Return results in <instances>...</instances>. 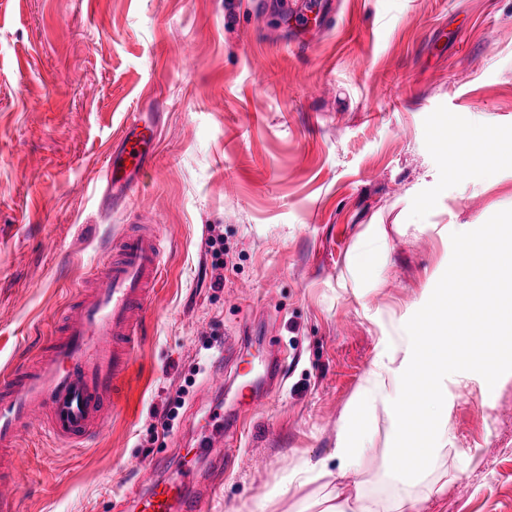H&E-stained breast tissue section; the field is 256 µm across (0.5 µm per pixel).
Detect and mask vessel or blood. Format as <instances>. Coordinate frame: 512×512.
I'll list each match as a JSON object with an SVG mask.
<instances>
[{
  "label": "vessel or blood",
  "instance_id": "obj_1",
  "mask_svg": "<svg viewBox=\"0 0 512 512\" xmlns=\"http://www.w3.org/2000/svg\"><path fill=\"white\" fill-rule=\"evenodd\" d=\"M156 129L142 115L129 118L108 155L104 196H130L154 153ZM112 256L92 269L52 322L45 343L22 364L0 371V459L16 452L27 431L69 448L86 447L115 409L117 383L133 364L139 321L162 279L164 250L149 229L121 235ZM196 468L180 481H159L138 497L137 512H200L188 490Z\"/></svg>",
  "mask_w": 512,
  "mask_h": 512
}]
</instances>
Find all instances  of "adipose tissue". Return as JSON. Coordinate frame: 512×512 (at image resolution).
I'll list each match as a JSON object with an SVG mask.
<instances>
[{
	"instance_id": "obj_1",
	"label": "adipose tissue",
	"mask_w": 512,
	"mask_h": 512,
	"mask_svg": "<svg viewBox=\"0 0 512 512\" xmlns=\"http://www.w3.org/2000/svg\"><path fill=\"white\" fill-rule=\"evenodd\" d=\"M494 227L485 230L486 240L472 245L461 242L458 272L467 287L454 291L448 307L433 310L427 321L410 336L397 366L389 367L392 380L381 391H363L358 402L342 417L333 462L306 463L293 470L290 483L297 488L321 481L360 475L369 450L356 422L383 404L392 421V447L387 469L406 489L391 502L370 499L364 491L350 496L330 490L317 504L321 512H417L420 497L410 488L423 483L443 454L440 446L446 432L441 414L446 407L445 381L449 370L475 363L493 373L502 355L503 342L512 337V305L500 298L512 287V249L496 241ZM479 337L477 347L465 338ZM413 426H406V417Z\"/></svg>"
}]
</instances>
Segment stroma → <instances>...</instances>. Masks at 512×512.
<instances>
[{"label":"stroma","mask_w":512,"mask_h":512,"mask_svg":"<svg viewBox=\"0 0 512 512\" xmlns=\"http://www.w3.org/2000/svg\"><path fill=\"white\" fill-rule=\"evenodd\" d=\"M321 2L327 27L321 9L297 25L305 0H0V370L36 353L137 217L166 245L119 406L85 448L22 437L16 512H134V491L238 421L197 462L204 512H275L272 490L334 453L342 413L443 301L462 234L512 236V161L457 177L436 146L512 145V0ZM135 112L156 155L108 210ZM447 390L448 488L420 512H512V352ZM362 427L360 480L395 494L390 419Z\"/></svg>","instance_id":"stroma-1"}]
</instances>
